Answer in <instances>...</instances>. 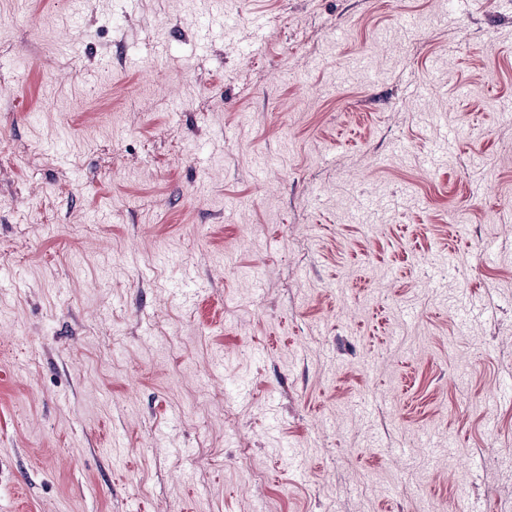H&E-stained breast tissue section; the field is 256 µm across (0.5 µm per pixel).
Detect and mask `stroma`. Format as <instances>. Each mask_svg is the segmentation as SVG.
I'll return each mask as SVG.
<instances>
[{
	"mask_svg": "<svg viewBox=\"0 0 512 512\" xmlns=\"http://www.w3.org/2000/svg\"><path fill=\"white\" fill-rule=\"evenodd\" d=\"M510 111L512 0H0V512H512Z\"/></svg>",
	"mask_w": 512,
	"mask_h": 512,
	"instance_id": "stroma-1",
	"label": "stroma"
}]
</instances>
